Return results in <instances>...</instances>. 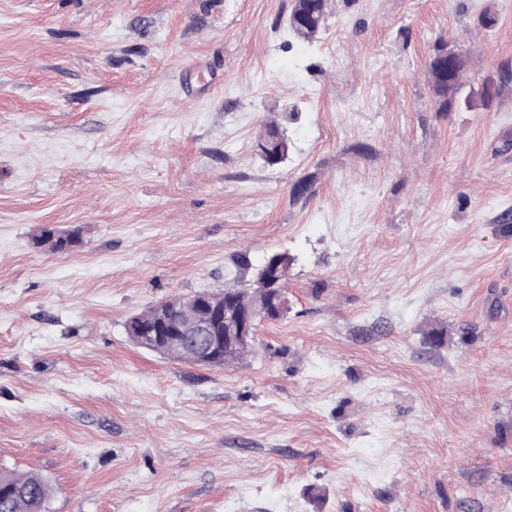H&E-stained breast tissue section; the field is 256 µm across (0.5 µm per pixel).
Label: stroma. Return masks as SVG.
Segmentation results:
<instances>
[{"mask_svg":"<svg viewBox=\"0 0 512 512\" xmlns=\"http://www.w3.org/2000/svg\"><path fill=\"white\" fill-rule=\"evenodd\" d=\"M290 7L0 0V467L46 512H512V95L428 76L511 59L512 0H328L312 43ZM240 253L291 260L242 360L127 336ZM460 54L463 57V66L456 67L454 72L452 74H448V78L445 77L444 80H441L439 73L434 69V63L432 58L430 59V79L431 82L433 83V89L436 96L438 97L441 108L449 109L451 106L452 93L455 96H458L464 89V85L462 83V74L465 70V57L464 53H459V51L456 48L450 45H448V47L444 48L436 55L439 58H447L448 60V58L461 57ZM280 129L276 123L266 125L263 133L257 142V151L259 157L269 166L277 165L283 162L288 153V145L281 137ZM279 138L274 140V136ZM268 146L270 150H265Z\"/></svg>","mask_w":512,"mask_h":512,"instance_id":"stroma-1","label":"stroma"}]
</instances>
